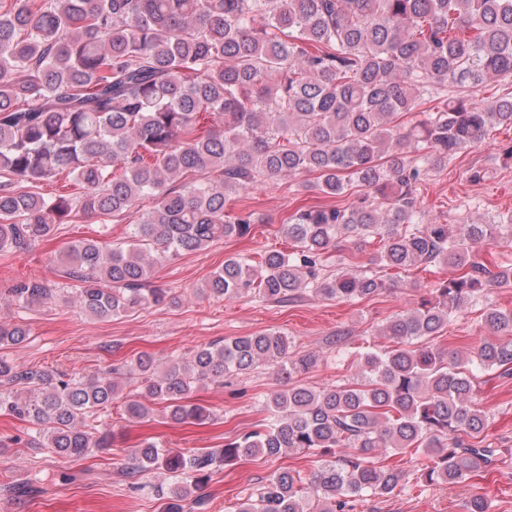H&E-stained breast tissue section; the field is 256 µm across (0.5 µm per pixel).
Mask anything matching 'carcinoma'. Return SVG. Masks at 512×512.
Segmentation results:
<instances>
[{"label": "carcinoma", "mask_w": 512, "mask_h": 512, "mask_svg": "<svg viewBox=\"0 0 512 512\" xmlns=\"http://www.w3.org/2000/svg\"><path fill=\"white\" fill-rule=\"evenodd\" d=\"M491 80L504 83L502 95L474 102ZM499 125L512 128V0H0V252L29 250L75 210L104 219L154 200L126 242L86 238L66 249L63 274L80 283L85 315L175 303L150 287L155 266L250 235L256 218L233 211L231 194L286 180L354 200L297 210L280 227L294 251L225 259L209 295L355 304L385 287L388 270L456 271L387 321L383 335L398 347L355 352L354 382L311 389L299 377L316 355L293 354L267 330L82 376L0 355V411L37 426L34 447L77 460L111 447L106 418L124 385L136 386L128 418L162 404L170 420L201 425L212 412L189 401L194 388L265 366L288 386L272 394L262 427L215 451L134 450L132 474H169L159 512H205L197 491L217 468L286 451L320 466L307 477L274 471L236 512H353L365 496L400 493L402 471L372 461L380 448L425 454L427 485L469 481L498 457L481 437L487 415L472 368L512 376V309L484 307L486 336L466 353L435 339L462 309L512 287V265L481 254L512 230V215L444 224L421 206L418 184L488 145ZM61 175L83 194L33 191ZM369 239L378 248L367 263L331 260L337 241ZM57 292L28 278L9 288L27 309ZM27 336L25 324L0 322V348Z\"/></svg>", "instance_id": "cac0c4a2"}]
</instances>
